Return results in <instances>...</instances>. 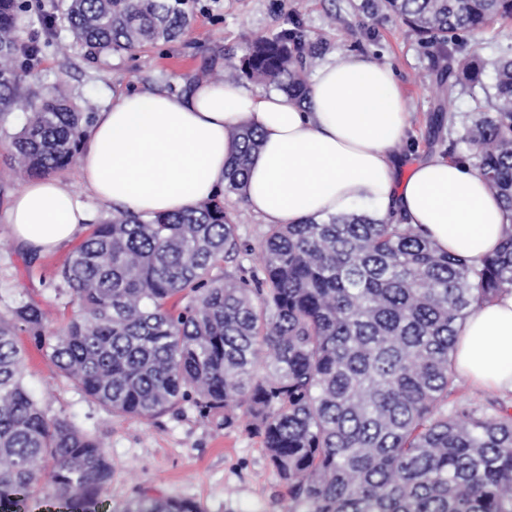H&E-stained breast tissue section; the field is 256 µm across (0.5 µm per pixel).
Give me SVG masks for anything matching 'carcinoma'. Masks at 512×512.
<instances>
[{"label": "carcinoma", "mask_w": 512, "mask_h": 512, "mask_svg": "<svg viewBox=\"0 0 512 512\" xmlns=\"http://www.w3.org/2000/svg\"><path fill=\"white\" fill-rule=\"evenodd\" d=\"M196 0H70L75 42L89 55L136 56L180 37ZM368 20L402 21L439 47V122L452 125L457 87L481 82L465 37L512 0H360ZM27 0H0V114L27 99L11 140L14 166L49 176L78 154L90 116L64 81L24 92L21 43ZM329 50L297 20L251 41L240 65L199 82L247 78L307 99L309 74ZM487 105L475 107L448 159L464 151L512 216V53L494 67ZM237 154L224 193L178 213L126 211L92 225L60 276L78 313L49 327L37 303L0 317V502L15 507L45 487L72 512H95L112 476L101 438L51 415L23 377L28 333L57 371L110 414L152 419L188 404L205 422L262 438L288 487L290 512H512V413L498 399L456 398V329L473 310L512 291V219L500 250L481 264L441 252L410 224L366 215L268 224L260 271L224 196L244 195L261 138L231 131ZM466 149H461V145ZM122 512H201L185 499L139 497Z\"/></svg>", "instance_id": "obj_1"}]
</instances>
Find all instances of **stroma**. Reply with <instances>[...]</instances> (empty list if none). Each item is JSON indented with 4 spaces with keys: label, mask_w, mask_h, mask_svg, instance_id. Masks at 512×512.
I'll return each instance as SVG.
<instances>
[{
    "label": "stroma",
    "mask_w": 512,
    "mask_h": 512,
    "mask_svg": "<svg viewBox=\"0 0 512 512\" xmlns=\"http://www.w3.org/2000/svg\"><path fill=\"white\" fill-rule=\"evenodd\" d=\"M190 27L178 39L158 42L137 56L111 53L92 60L75 44L63 19L65 0H32L17 28L22 42L43 49L24 75V86L41 91L58 79L83 112L95 114L120 95L145 88L183 92L205 66L220 70L225 57L240 61L250 42L278 30L287 15L299 17L308 34L325 39L330 55L365 54L389 65L404 88L413 114L400 153L402 170L441 155V142L460 137L468 116L485 93L480 87L455 95L453 128L439 126L435 112L431 52L410 37L394 17L371 23L351 7L353 0H203ZM470 42L486 62L484 84L492 83V64L512 46V20L494 18ZM25 114L14 110L0 123V217L26 176L10 166V138ZM228 209L244 214L237 231L246 246L239 257L248 269L260 266L266 227L239 196L226 199ZM29 254L0 220V315L20 301L50 309L62 325L75 306L59 270L71 252ZM20 342L26 352L25 380L51 413L65 416L84 430L103 429L112 464V479L101 490L96 512H121L131 500L150 496L195 501L202 512H288V490L269 465L259 437L241 429H220L202 421L191 406L150 420L107 414L61 376L28 334Z\"/></svg>",
    "instance_id": "1"
}]
</instances>
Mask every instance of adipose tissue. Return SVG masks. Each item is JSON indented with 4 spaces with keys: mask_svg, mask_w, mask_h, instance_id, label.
<instances>
[{
    "mask_svg": "<svg viewBox=\"0 0 512 512\" xmlns=\"http://www.w3.org/2000/svg\"><path fill=\"white\" fill-rule=\"evenodd\" d=\"M250 125L261 146L245 200L264 224L363 213L395 217L443 252L478 264L497 251L507 213L480 174L442 157L398 174L410 126L394 71L344 54L321 65L306 102L239 82L189 94L138 90L99 112L77 158L84 192L117 210L176 213L224 190L230 130ZM81 193L54 178L26 182L5 214L15 239L43 255L72 242L90 215ZM454 369L476 389L512 396V292L476 308L457 332Z\"/></svg>",
    "mask_w": 512,
    "mask_h": 512,
    "instance_id": "ef3b65f1",
    "label": "adipose tissue"
}]
</instances>
